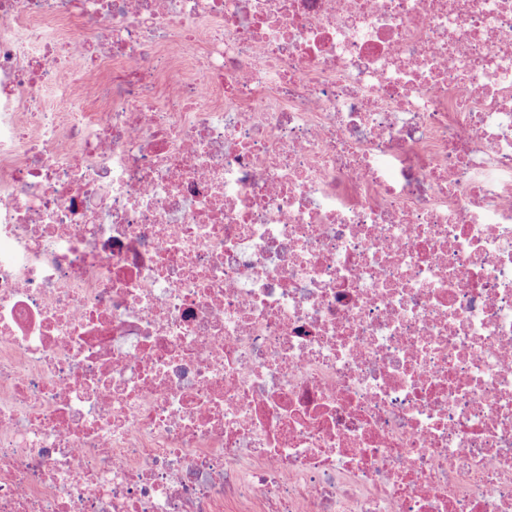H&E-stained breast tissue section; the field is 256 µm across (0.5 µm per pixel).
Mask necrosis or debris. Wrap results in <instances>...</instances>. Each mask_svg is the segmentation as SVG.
Masks as SVG:
<instances>
[{
  "label": "necrosis or debris",
  "mask_w": 512,
  "mask_h": 512,
  "mask_svg": "<svg viewBox=\"0 0 512 512\" xmlns=\"http://www.w3.org/2000/svg\"><path fill=\"white\" fill-rule=\"evenodd\" d=\"M0 512H512V0H0Z\"/></svg>",
  "instance_id": "obj_1"
}]
</instances>
